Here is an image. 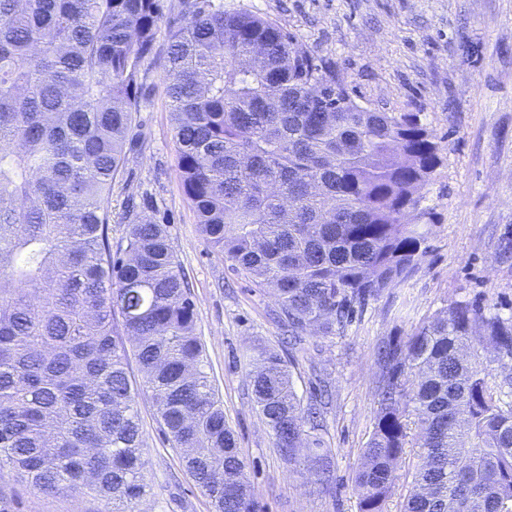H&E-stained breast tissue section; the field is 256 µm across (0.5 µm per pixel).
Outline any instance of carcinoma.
I'll use <instances>...</instances> for the list:
<instances>
[{"instance_id": "1", "label": "carcinoma", "mask_w": 512, "mask_h": 512, "mask_svg": "<svg viewBox=\"0 0 512 512\" xmlns=\"http://www.w3.org/2000/svg\"><path fill=\"white\" fill-rule=\"evenodd\" d=\"M163 15V0H0V471L138 512L149 485L132 353L215 512H257L167 226L131 204L126 235L110 237ZM163 69L200 233L274 291L288 332L335 333L420 264L431 219L420 191L443 163L422 113L359 105L280 26L212 0L169 27ZM477 324L512 359V317L464 301L380 348L359 512H384L411 411L423 451L404 512H512V373L494 377L474 350ZM251 385L281 458L307 449L327 483L316 404L302 406L278 352L258 350Z\"/></svg>"}]
</instances>
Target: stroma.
Masks as SVG:
<instances>
[{
  "instance_id": "obj_1",
  "label": "stroma",
  "mask_w": 512,
  "mask_h": 512,
  "mask_svg": "<svg viewBox=\"0 0 512 512\" xmlns=\"http://www.w3.org/2000/svg\"><path fill=\"white\" fill-rule=\"evenodd\" d=\"M277 23L333 64L351 97L380 112H420L441 138L443 164L421 191L426 256L407 278L369 301L346 329L289 341L277 300L235 270L201 235L177 176L162 57L149 61L132 149L112 191V239L127 224L126 198L166 225L190 284L196 332L224 420L238 439L261 512H359L352 478L375 427L378 349L398 343L456 301L512 316V0H219ZM285 360L302 402L327 390L317 435L331 479L280 458L251 392L256 348ZM150 490L144 512H214L163 432L137 361ZM9 512H100V501L47 497L17 484Z\"/></svg>"
}]
</instances>
